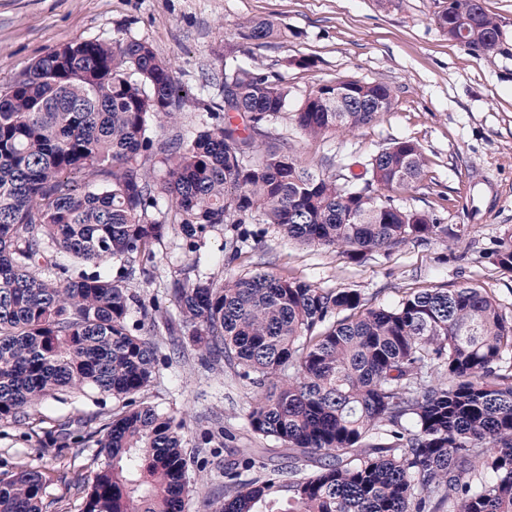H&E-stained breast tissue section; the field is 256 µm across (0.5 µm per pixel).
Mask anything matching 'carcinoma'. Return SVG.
Instances as JSON below:
<instances>
[{"instance_id": "cac0c4a2", "label": "carcinoma", "mask_w": 512, "mask_h": 512, "mask_svg": "<svg viewBox=\"0 0 512 512\" xmlns=\"http://www.w3.org/2000/svg\"><path fill=\"white\" fill-rule=\"evenodd\" d=\"M470 15L467 47L490 57L501 27L481 0H452L445 31ZM277 34L246 21L239 35ZM224 96L189 93L153 46L135 38L72 42L0 90V421L56 390L126 400L101 429L102 461L83 512H183L187 459L180 424L133 405L155 374L153 343L130 327L137 307L158 326L167 310L129 291L171 229L197 251L226 224H273L292 240L352 261L410 240L448 235L433 214L391 193L424 174L419 145L394 140L361 175L302 166L265 142L288 111V86L237 50L224 54ZM381 82L323 85L294 111L309 139L366 126L390 110ZM169 127L166 137L156 130ZM128 263L123 277L103 269ZM512 270V241L494 250ZM168 301L192 345L257 391L244 412L257 437L288 448L309 473L224 470L210 512H512V317L469 285L430 288L364 307L336 291L264 271L216 281L196 267L172 278ZM34 467L0 479V512H42Z\"/></svg>"}]
</instances>
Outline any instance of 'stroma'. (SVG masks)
Returning <instances> with one entry per match:
<instances>
[{
  "label": "stroma",
  "instance_id": "obj_1",
  "mask_svg": "<svg viewBox=\"0 0 512 512\" xmlns=\"http://www.w3.org/2000/svg\"><path fill=\"white\" fill-rule=\"evenodd\" d=\"M448 0H0V90L35 59L63 44L131 37L149 42L177 82L222 93L224 49L284 80L292 106L337 80L380 81L394 99L370 125L326 139L304 138L290 116L269 140L288 146L302 165L326 173L358 174L369 156L395 139L417 142L422 178L394 195L397 205L437 216L447 237L411 241L392 253L373 251L361 262L303 246L270 224L257 225L260 244L229 260L223 245L237 227L210 234L199 252L180 249L169 232L155 246L151 278L132 292L164 298L175 271L191 264L212 277L268 271L324 288L352 290L365 305L390 304L427 288H481L512 316V272L498 267L496 244L512 237V0H483L501 26L493 58L449 41L434 16ZM270 20L281 36L257 46L239 36V23ZM156 347L152 382L137 402L181 422L187 451L185 512H209L224 487V469L251 455L284 468L288 452L244 427L253 388L227 368L209 366L187 333L148 331ZM120 400L60 391L19 423L0 421V479L20 467L45 475L44 512H82L101 462L99 430Z\"/></svg>",
  "mask_w": 512,
  "mask_h": 512
}]
</instances>
